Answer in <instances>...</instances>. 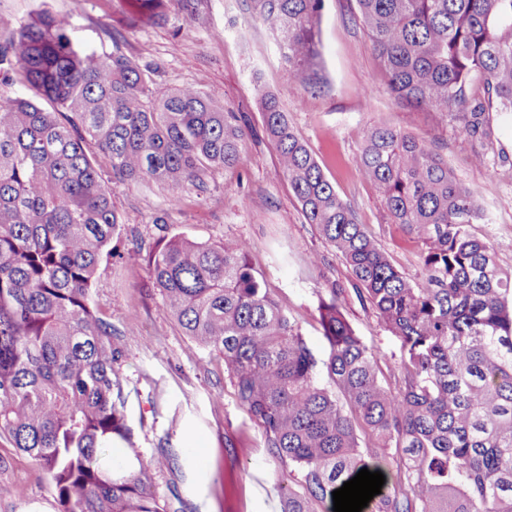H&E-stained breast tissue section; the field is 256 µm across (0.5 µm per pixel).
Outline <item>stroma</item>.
<instances>
[{"mask_svg":"<svg viewBox=\"0 0 512 512\" xmlns=\"http://www.w3.org/2000/svg\"><path fill=\"white\" fill-rule=\"evenodd\" d=\"M41 10L64 18L75 41L99 52L112 49L105 29L119 28L123 52L153 67V90L198 88L240 117V164L208 170L181 190L178 208L169 206L167 185L109 180L120 230L112 258L97 271L95 298L123 350L118 372L127 423L157 470L170 512H282L292 466L267 448L223 360L195 345L166 311L148 263L156 242L180 236L246 244L271 296L320 359L329 351L320 302L336 288L354 334L378 359L383 385L393 386L407 355L403 342L361 299L341 255L305 220L264 131L259 94L278 97L358 223L413 284L425 279L423 245L390 223L378 188L354 166L366 129L385 124L431 141L459 183L480 186L487 220L472 231L510 271L512 112L494 115V150L476 161L478 142L458 137L447 118L409 111L389 93L354 0H323L316 67L324 82L316 90L289 71L254 0H194L189 13L177 0H162L154 16L136 12L132 0H0V31ZM0 512H56L48 475L1 440Z\"/></svg>","mask_w":512,"mask_h":512,"instance_id":"1","label":"stroma"}]
</instances>
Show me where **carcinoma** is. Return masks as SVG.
Returning a JSON list of instances; mask_svg holds the SVG:
<instances>
[{"mask_svg": "<svg viewBox=\"0 0 512 512\" xmlns=\"http://www.w3.org/2000/svg\"><path fill=\"white\" fill-rule=\"evenodd\" d=\"M288 68H316L322 0H254ZM381 80L405 107L448 117L488 147L512 112V0H355ZM151 70L120 50L74 42L43 11L0 35V77L30 98L0 101V439L38 461L58 512H169L124 414L112 323L93 284L119 219L112 178L179 190L241 161L243 131L224 101L193 87L156 93ZM260 107L309 224L341 254L408 356L395 387L340 311L320 306L327 358L270 296L242 243L171 237L149 263L185 335L218 354L237 398L302 488L283 512H333L332 492L363 468L384 474L362 512H512V272L470 231L481 193L454 179L426 139L373 125L354 159L393 224L420 240L412 284L336 193L273 94ZM395 449L378 458L359 433ZM115 449L112 461L104 451Z\"/></svg>", "mask_w": 512, "mask_h": 512, "instance_id": "obj_1", "label": "carcinoma"}]
</instances>
